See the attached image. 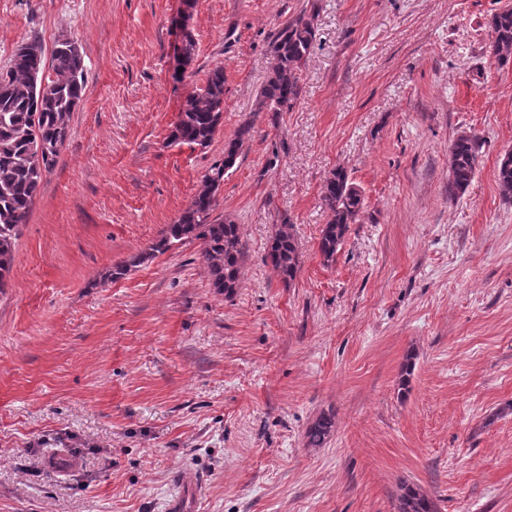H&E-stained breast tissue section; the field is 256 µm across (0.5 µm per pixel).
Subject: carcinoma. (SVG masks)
<instances>
[{"label":"carcinoma","mask_w":512,"mask_h":512,"mask_svg":"<svg viewBox=\"0 0 512 512\" xmlns=\"http://www.w3.org/2000/svg\"><path fill=\"white\" fill-rule=\"evenodd\" d=\"M315 14L304 11L287 19L271 35L268 50L270 71L257 98L253 117L239 125L234 136L224 142V157L215 162L202 180V186L177 220L139 252L131 262L112 267L109 277L119 280L130 267L153 259L186 239L203 245L204 259L212 285L226 296L240 283L244 258L240 227L233 220L213 217L217 193L224 175L233 169L244 146L252 139L255 121L264 114L275 120L281 112L293 108L301 95L303 67L315 41ZM489 53L501 66L512 63V7L496 13L490 22ZM31 52L18 48L5 68L0 70V290L9 286L14 268V248L21 225L37 196L46 173L55 165L69 137V121L88 92L87 68L77 44L63 38L58 41L46 70L44 49L37 38L30 40ZM49 90L40 92L42 80ZM224 121V69H212L199 92L186 100L170 141L205 148ZM480 138L475 134L458 136L449 146L450 173L448 197L464 193L475 177ZM498 181L502 193L512 196V157L501 159ZM321 202L329 214L318 243L325 263H332L342 246L350 225L358 221L363 197L346 170L337 168L326 178ZM267 260L284 285H291L300 267L297 241L283 222L271 238ZM333 418L322 414L306 431L307 444L321 447L330 436ZM398 512H436L434 504L419 488L406 485L398 498Z\"/></svg>","instance_id":"obj_1"}]
</instances>
